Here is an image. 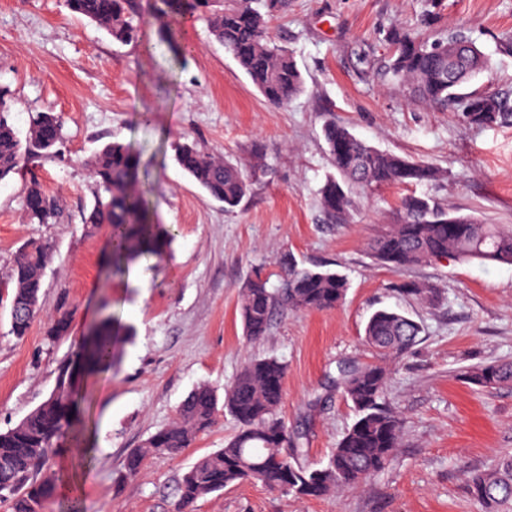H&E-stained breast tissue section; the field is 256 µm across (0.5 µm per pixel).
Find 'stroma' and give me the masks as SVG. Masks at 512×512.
I'll return each instance as SVG.
<instances>
[{"instance_id":"obj_1","label":"stroma","mask_w":512,"mask_h":512,"mask_svg":"<svg viewBox=\"0 0 512 512\" xmlns=\"http://www.w3.org/2000/svg\"><path fill=\"white\" fill-rule=\"evenodd\" d=\"M428 9L429 35L464 27L490 54L491 73L470 89L512 94V54L498 49L512 36V0H290L270 32L293 53L305 90L285 108L264 101L203 20L180 29L193 51L176 62L156 51L160 22L152 17L133 41L120 43L66 0H0V87L12 123L26 132L38 111L65 122L56 154L33 165L62 198V223H27L25 174L0 181V280L25 241L52 246L43 314L24 338L11 335L0 307V431L46 399L59 362L98 320L102 300L127 329L112 368L81 390L91 460L82 463L72 437L61 440L48 463L55 489L42 512L71 504L81 512H176L177 478L236 433L232 416L219 412L178 456H148L136 477H124L122 461L174 420L197 385L223 391L252 357L287 362L279 414L299 438L301 462L325 463L356 419L336 389L339 370L375 361L364 328L384 307L421 327L414 346L389 361L387 399L405 428L386 468L362 487L322 498L244 482L198 500L194 512H483L466 478L512 453V387L487 391L459 373L512 361V266L448 259L396 273L367 247L395 222L409 193L512 227V126L468 125L460 102L435 107L409 98L384 71L388 29L416 27ZM142 112L151 113L150 124L140 123ZM329 117L378 149L432 162L439 177L353 189L349 223H328L319 190L335 173L322 136ZM112 140L141 149L137 193L152 219L175 234L162 260L125 275L108 267V227L90 233L83 224L95 195L85 163ZM184 141L241 163L263 146L265 168L240 207L225 211L183 172L174 155ZM287 254L343 274L345 299L330 310L276 309L267 336L249 340L241 290L256 269L279 274ZM404 280L435 285L438 301L398 294ZM61 308L70 328L51 343L46 331Z\"/></svg>"}]
</instances>
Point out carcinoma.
Segmentation results:
<instances>
[{"mask_svg":"<svg viewBox=\"0 0 512 512\" xmlns=\"http://www.w3.org/2000/svg\"><path fill=\"white\" fill-rule=\"evenodd\" d=\"M156 12L163 19L160 42L169 53L185 52L176 38V28L188 15H199L211 38L232 55L252 84L273 105L286 106L304 89L294 56L276 45L269 35L270 21L288 9V0H158ZM69 9L105 29L118 42L132 40L138 13L133 0H112L106 13L99 0H67ZM392 48L386 74L410 96L430 104L471 99L475 112L463 118L476 127L512 123V97L489 91H465L477 75L491 71L490 59L465 30L429 38L416 31L393 27L387 32ZM5 91L0 89V181L17 173L23 164L48 158L63 140V120L54 112H37L29 119L25 137L9 121L4 110ZM324 138L338 177L328 178L320 189V207L333 222L344 223L353 208L342 187L353 183L365 187L413 185L434 180L438 169L380 150L334 121L324 127ZM180 168L212 198L233 210L250 193V181L264 166V154L255 145L249 169L238 162L207 151L196 142L176 146ZM140 154L131 145L109 141L87 161L95 186V201L84 223L110 228L112 262L119 271L141 260L168 252L174 234L151 222L136 196L135 183ZM25 197L40 202L37 210L25 209L31 224H59L64 217L61 198L46 191L35 175L30 177ZM375 260L400 272L424 262L451 258L459 262L492 261L512 265V228L485 224L472 215L451 214L432 199L407 195L401 199L396 223L368 243ZM51 246L27 242L15 259L7 295L10 331L21 339L41 314L44 270ZM347 280L336 272L317 271L289 260L279 287L270 277L256 273L242 291L240 313L245 335L265 336L278 307L295 310H325L339 306L346 295ZM398 291L433 303L437 288L402 282ZM102 316L93 336L79 345L57 370L54 387L39 406L13 428L0 432V502L8 512H41L50 491V477L37 483L34 471L57 449L60 439L75 425L79 371L93 372L112 362L122 326L108 313ZM68 313L55 318L47 339L67 333ZM420 326L391 310L374 312L364 330L365 341L377 361L344 369L339 385L352 404L357 419L319 468L297 462L298 437L278 415L287 371L276 357L249 359L219 398L212 388L193 389L179 407L176 419L153 434L142 447L131 449L123 460L125 476L139 474L150 454L176 456L196 437L211 429L218 408L238 423L236 434L224 445L202 456L176 482L177 512H192L201 498L228 486L260 482L283 494L321 497L354 489L381 472L399 447L403 419L386 399L390 369L388 357L416 343ZM462 376L480 388L512 385V362L470 367ZM471 495L484 512H512V455L494 460L485 470L470 473Z\"/></svg>","mask_w":512,"mask_h":512,"instance_id":"1","label":"carcinoma"}]
</instances>
